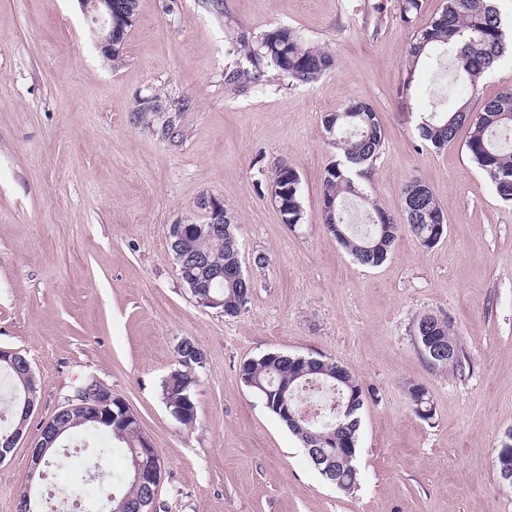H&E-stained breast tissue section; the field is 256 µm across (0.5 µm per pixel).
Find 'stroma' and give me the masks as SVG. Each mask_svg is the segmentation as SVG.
<instances>
[{"label":"stroma","mask_w":512,"mask_h":512,"mask_svg":"<svg viewBox=\"0 0 512 512\" xmlns=\"http://www.w3.org/2000/svg\"><path fill=\"white\" fill-rule=\"evenodd\" d=\"M138 0L112 66L78 0H0V347L27 358L38 403L0 463V512H20L26 484L59 494L112 492L65 465L31 470L42 425L86 376L138 415L157 448L156 512H512L497 479L512 427V205L462 145L417 139L423 96L403 97L408 45L442 0H425L415 27L397 0ZM285 25L333 49L337 65L307 86L234 92L224 74L239 39ZM185 99L138 120L143 98ZM351 102L378 112L385 147L360 187L395 223L402 188L428 185L447 228L432 249L401 233L389 259L357 264L321 221L322 176L335 161L321 119ZM301 179L303 223L283 224L257 186L279 160ZM223 199L240 226L253 295L238 316L197 305L180 281L168 227L200 221L201 196ZM268 263L257 265V255ZM426 312L447 317L469 358L435 370L413 336ZM193 341L192 424L162 394L176 346ZM270 352L341 363L375 393L361 414L358 484L325 481L304 448L242 382L240 364ZM424 385L431 418L408 389Z\"/></svg>","instance_id":"35a3bbf8"}]
</instances>
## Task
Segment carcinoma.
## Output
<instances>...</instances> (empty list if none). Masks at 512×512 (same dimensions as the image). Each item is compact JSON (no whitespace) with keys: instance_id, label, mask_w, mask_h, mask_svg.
Returning a JSON list of instances; mask_svg holds the SVG:
<instances>
[{"instance_id":"cac0c4a2","label":"carcinoma","mask_w":512,"mask_h":512,"mask_svg":"<svg viewBox=\"0 0 512 512\" xmlns=\"http://www.w3.org/2000/svg\"><path fill=\"white\" fill-rule=\"evenodd\" d=\"M423 7V0H399V19L405 26L413 24ZM508 44L502 21L493 0H445L442 9L431 22L414 32L408 58L404 65L405 77L398 87L402 96L411 94L418 63L423 57H434L435 64L452 63L456 70L454 80L461 85L446 98L445 108L430 100L428 112L419 113L416 134L427 148L440 151L448 147L462 127H467L465 148L471 160L483 172L497 196L512 203V90L493 97H480L483 76L501 63ZM243 56L247 65L224 73V85L240 92L248 88H266L277 80L290 85H311L327 75L336 66L335 54L328 48L310 43L288 26L265 30L251 44L244 43ZM180 101L158 95L138 102V117L148 112H179ZM323 127L329 143L336 149L339 159L331 163L323 176L322 220L328 233L359 264L378 267L389 257L396 239L406 230L422 241L437 235V224L443 218L442 208L430 188L419 181H410L402 189L405 223L396 224L376 203L355 186V180L369 177L373 162L384 150L385 134L377 112L366 103H353L328 113ZM269 182L283 190L281 218L285 224H301L305 211L298 172L286 163L279 164ZM237 225L233 216L224 210V229L213 234L198 233L190 227L179 232L176 225L168 228V238L176 266L194 267L196 278L210 284L191 293L196 303L206 295L224 300V315L238 316L250 303L253 283L241 269ZM414 329L425 336H448V320L434 313H424L416 319ZM186 356L192 368L180 366L162 382V396L170 408H187L193 400L196 385L195 369L201 367L202 350L190 343ZM434 368L451 369L459 374L469 367L467 357L459 345L451 354L431 363ZM11 379V396H20L24 388L39 391L34 373L23 372L3 362L0 373ZM246 386L256 391L266 408L273 413L303 447L309 446V432L325 437L323 447L308 454L310 462L321 471L327 459L336 456L338 448H359L360 414L371 398V393L345 372L336 379V362L323 356L302 358L295 354L267 353L249 359L239 367ZM321 386L336 398L354 396L358 407L343 419V427L336 424V414L325 408L316 421L299 426L283 417L281 400L291 405L300 404L307 384ZM421 384L409 387V394L417 415H431L430 399ZM82 429V445L90 449L77 470L87 474L98 467L108 453L103 437L114 435L112 428L85 418L82 411L73 409L56 419L57 434L51 448L59 447L69 432ZM128 454L127 474H112V503L105 512H130V506L145 496L142 487L133 482L135 449L142 445V432L128 429L120 439ZM339 489H355L358 473L340 466L335 474H323Z\"/></svg>"}]
</instances>
